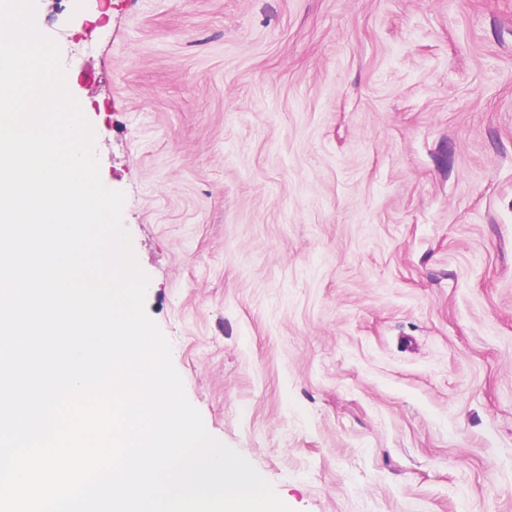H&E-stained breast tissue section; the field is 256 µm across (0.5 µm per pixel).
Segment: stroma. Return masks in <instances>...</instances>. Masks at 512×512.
Segmentation results:
<instances>
[{
  "label": "stroma",
  "mask_w": 512,
  "mask_h": 512,
  "mask_svg": "<svg viewBox=\"0 0 512 512\" xmlns=\"http://www.w3.org/2000/svg\"><path fill=\"white\" fill-rule=\"evenodd\" d=\"M148 314L290 512H512V0H36Z\"/></svg>",
  "instance_id": "obj_1"
}]
</instances>
